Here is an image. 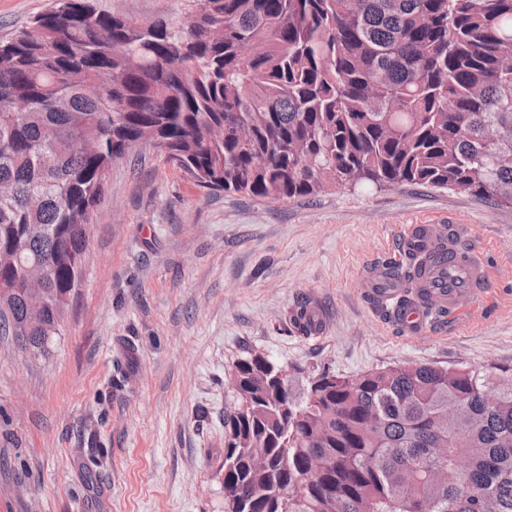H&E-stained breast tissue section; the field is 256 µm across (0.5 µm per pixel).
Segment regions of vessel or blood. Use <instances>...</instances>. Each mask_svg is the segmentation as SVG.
<instances>
[{
	"label": "vessel or blood",
	"mask_w": 512,
	"mask_h": 512,
	"mask_svg": "<svg viewBox=\"0 0 512 512\" xmlns=\"http://www.w3.org/2000/svg\"><path fill=\"white\" fill-rule=\"evenodd\" d=\"M402 256L413 259V277L396 278L398 263L375 265L363 288L382 307L391 309L403 331L416 335L428 317L427 300L454 312L462 298L473 296L485 282V265L474 252L462 251L455 234L435 224H412L401 237Z\"/></svg>",
	"instance_id": "obj_1"
}]
</instances>
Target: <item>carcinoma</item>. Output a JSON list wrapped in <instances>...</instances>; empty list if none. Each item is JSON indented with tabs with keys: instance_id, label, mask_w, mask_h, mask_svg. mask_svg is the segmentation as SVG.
Returning <instances> with one entry per match:
<instances>
[{
	"instance_id": "carcinoma-1",
	"label": "carcinoma",
	"mask_w": 512,
	"mask_h": 512,
	"mask_svg": "<svg viewBox=\"0 0 512 512\" xmlns=\"http://www.w3.org/2000/svg\"><path fill=\"white\" fill-rule=\"evenodd\" d=\"M140 25L56 0L0 41V336L21 268L71 295L112 163L150 143L260 200L416 185L512 206V0H190ZM224 512H512V373L234 364ZM499 386L489 405L482 391Z\"/></svg>"
}]
</instances>
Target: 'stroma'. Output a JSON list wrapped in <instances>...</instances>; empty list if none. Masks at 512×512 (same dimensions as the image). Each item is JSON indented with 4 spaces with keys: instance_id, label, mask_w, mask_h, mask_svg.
Returning a JSON list of instances; mask_svg holds the SVG:
<instances>
[{
    "instance_id": "35a3bbf8",
    "label": "stroma",
    "mask_w": 512,
    "mask_h": 512,
    "mask_svg": "<svg viewBox=\"0 0 512 512\" xmlns=\"http://www.w3.org/2000/svg\"><path fill=\"white\" fill-rule=\"evenodd\" d=\"M139 20L187 0H95ZM54 0H0V40ZM406 224H455L485 288L405 335L358 283ZM317 308L321 335L297 332ZM512 369V207L448 189L337 188L268 202L200 188L151 144L112 165L81 284L45 357L0 341V512H223L230 369Z\"/></svg>"
}]
</instances>
